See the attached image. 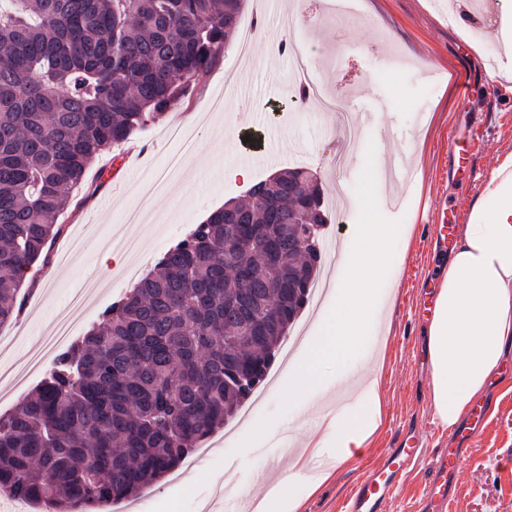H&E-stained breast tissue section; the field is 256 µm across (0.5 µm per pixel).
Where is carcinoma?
<instances>
[{
  "label": "carcinoma",
  "instance_id": "cac0c4a2",
  "mask_svg": "<svg viewBox=\"0 0 512 512\" xmlns=\"http://www.w3.org/2000/svg\"><path fill=\"white\" fill-rule=\"evenodd\" d=\"M0 4V326L27 269L111 146L193 97L241 0H7ZM301 167L231 198L170 248L0 415V492L53 512L141 495L265 379L307 303L296 290L325 223Z\"/></svg>",
  "mask_w": 512,
  "mask_h": 512
}]
</instances>
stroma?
<instances>
[{"label": "stroma", "mask_w": 512, "mask_h": 512, "mask_svg": "<svg viewBox=\"0 0 512 512\" xmlns=\"http://www.w3.org/2000/svg\"><path fill=\"white\" fill-rule=\"evenodd\" d=\"M327 2L270 0L266 27L247 52L227 42L183 112L200 113L218 98L232 107L195 129L193 148L170 138L176 118L169 113L136 136L135 146L144 150L136 164L117 169L107 181L88 172L85 185L74 190L80 206L57 219L62 233L50 249L57 276L43 290H30L24 316L0 328V334L16 339L8 362L28 360L81 289L90 295L72 336L76 342L132 288L122 270L94 281L86 274L90 256L112 234L136 236L148 257L140 268L148 270L228 199L283 169L306 167L325 200L324 244L353 239L355 225L363 221L353 206L357 199H372L379 223L399 227L374 299L371 322L377 334L359 355L363 362L383 360V422L363 451L366 463L380 461L400 425L422 437L427 452L447 447L448 431L432 414L426 326L412 320L411 309L422 300L429 269L441 262L431 231L449 209L465 223L492 168L512 153V94L482 69L497 50L491 28H480L475 41H468L434 0H353L352 10L340 15L328 10ZM287 13L297 20V45L312 41L322 49L310 60L312 79L346 100L355 121L371 134L342 169L329 162L339 134L336 115L323 111L319 100L279 114L269 110L291 81L288 57L277 50L285 36L279 20ZM464 122L479 136L467 179L455 176L448 159V131ZM231 168L243 169L246 178L229 177ZM148 169L162 175L166 187L150 223H127L148 186L143 178ZM116 182L122 186L117 194L111 191ZM390 194L404 195L402 208L385 207ZM485 400L490 417L477 443L462 451L452 512H512V374L494 376ZM314 412L311 405L268 400L261 413L268 436L217 429L204 442L210 454L206 464L176 479L161 478L130 508L114 503L104 512H242L250 496L262 494L288 469L284 451L298 447ZM358 478L349 463L315 492L298 481L291 493L303 500L299 512H344Z\"/></svg>", "instance_id": "obj_1"}]
</instances>
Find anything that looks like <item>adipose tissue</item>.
<instances>
[{
    "label": "adipose tissue",
    "instance_id": "adipose-tissue-1",
    "mask_svg": "<svg viewBox=\"0 0 512 512\" xmlns=\"http://www.w3.org/2000/svg\"><path fill=\"white\" fill-rule=\"evenodd\" d=\"M340 256L342 273L314 336L303 343L274 391L288 402L312 401L325 390V368H344L362 349L373 326L370 313L379 266L394 227L376 221L371 205ZM512 342V154L492 170L482 198L473 206L439 280L429 322L427 350L435 420L454 426L483 396ZM360 394L336 416L323 420L294 450L295 462L313 465L309 489L364 448L382 423L381 376L372 367L348 373Z\"/></svg>",
    "mask_w": 512,
    "mask_h": 512
}]
</instances>
